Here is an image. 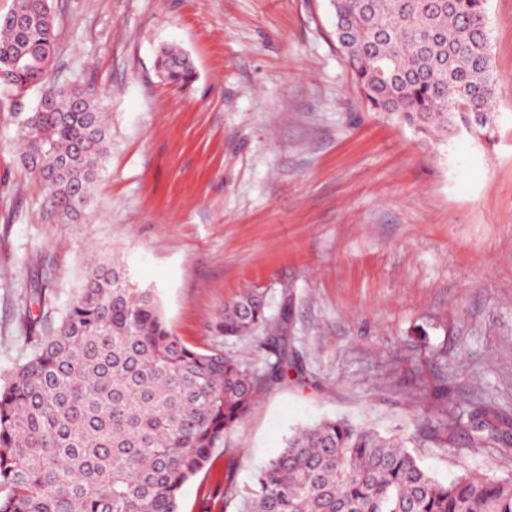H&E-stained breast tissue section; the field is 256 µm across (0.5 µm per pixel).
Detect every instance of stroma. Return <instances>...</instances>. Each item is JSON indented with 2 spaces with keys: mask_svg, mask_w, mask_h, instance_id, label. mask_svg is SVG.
Instances as JSON below:
<instances>
[{
  "mask_svg": "<svg viewBox=\"0 0 512 512\" xmlns=\"http://www.w3.org/2000/svg\"><path fill=\"white\" fill-rule=\"evenodd\" d=\"M53 68L102 93L112 142L85 220L21 169L0 96V387L116 257L176 336L264 378L280 329L295 365L182 488L222 512L235 478L295 430L341 416L406 440L439 479L512 475V0H486L493 138L435 141L373 111L336 44L329 0H50ZM197 78L165 83L162 46ZM267 323L227 338L225 301ZM490 414L469 448L463 429ZM260 294L263 301L260 300ZM266 301L262 293L247 292L224 303L218 330L227 338L247 336L252 329L266 323Z\"/></svg>",
  "mask_w": 512,
  "mask_h": 512,
  "instance_id": "1",
  "label": "stroma"
}]
</instances>
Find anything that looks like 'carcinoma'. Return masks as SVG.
I'll use <instances>...</instances> for the list:
<instances>
[{"instance_id": "obj_1", "label": "carcinoma", "mask_w": 512, "mask_h": 512, "mask_svg": "<svg viewBox=\"0 0 512 512\" xmlns=\"http://www.w3.org/2000/svg\"><path fill=\"white\" fill-rule=\"evenodd\" d=\"M336 42L376 112L436 139L459 126L490 133L496 91L484 0H335ZM19 30L0 15V90L12 94L26 172L60 212L79 218L112 133L102 99L52 75L49 0H12ZM163 78L195 81L188 55L165 47ZM31 86L41 95L28 109ZM48 159L37 168V154ZM266 301L224 303L218 330L243 337L266 323ZM270 378L288 375L286 338L273 340ZM258 379L221 351H200L169 328L150 288L116 258L88 269L59 324L0 389V512H179L183 485L245 417ZM224 512H512V478L423 468L397 438L336 417L294 432L238 486L224 476Z\"/></svg>"}]
</instances>
